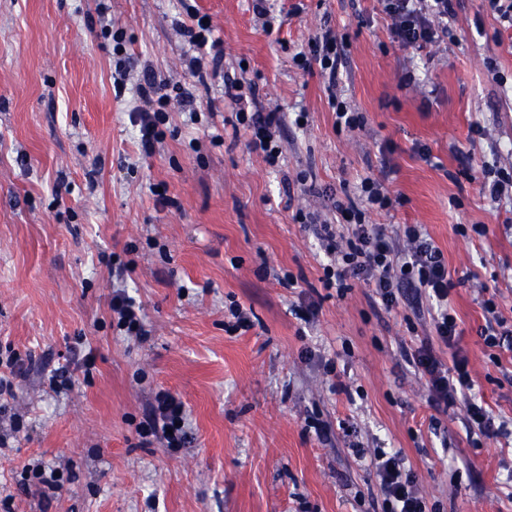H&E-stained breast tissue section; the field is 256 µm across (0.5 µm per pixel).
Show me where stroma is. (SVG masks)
<instances>
[{"label": "stroma", "mask_w": 512, "mask_h": 512, "mask_svg": "<svg viewBox=\"0 0 512 512\" xmlns=\"http://www.w3.org/2000/svg\"><path fill=\"white\" fill-rule=\"evenodd\" d=\"M269 3L283 21L270 31L253 0H195L225 75H247L265 109L308 114L284 130L276 167L234 136L221 80L203 86L187 73L172 24L179 0L110 2L128 53L198 110L194 125L171 107L149 157L112 92L96 0H0V350L32 354L0 411V428L20 424L0 447V512H371L378 488L369 458L349 449L350 424L363 447L401 451L440 512H512V443L468 434L462 409L435 412L401 355L429 337L428 319L375 309L361 284L338 299L323 286L326 256L292 219L323 203L298 174L353 190L391 166L404 202L371 221L421 225L442 250L455 349L476 398L512 419V382L477 333L481 288L512 321V202L481 192L483 165L512 164V29L487 0H457L447 42L416 54L392 42L380 0ZM327 27L344 41L340 86L365 130L337 133L318 71L293 64ZM476 122L484 137L471 136ZM417 141L431 161L413 152ZM158 188L176 207L157 204ZM462 224L488 233L461 235ZM130 244L144 341L120 335L100 261ZM302 291L320 302L310 326L292 312ZM234 303L249 330H229ZM79 340L96 355L91 377L53 391L47 374ZM339 382L347 393L333 391ZM162 390L185 404V447L140 433ZM311 414L329 440L306 427ZM37 460L62 476L46 497L22 481Z\"/></svg>", "instance_id": "35a3bbf8"}]
</instances>
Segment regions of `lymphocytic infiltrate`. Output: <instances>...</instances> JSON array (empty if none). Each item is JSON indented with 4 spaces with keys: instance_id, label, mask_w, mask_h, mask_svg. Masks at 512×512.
Wrapping results in <instances>:
<instances>
[{
    "instance_id": "f902f5d3",
    "label": "lymphocytic infiltrate",
    "mask_w": 512,
    "mask_h": 512,
    "mask_svg": "<svg viewBox=\"0 0 512 512\" xmlns=\"http://www.w3.org/2000/svg\"><path fill=\"white\" fill-rule=\"evenodd\" d=\"M382 6L391 20L392 41L417 53L447 38L448 20L455 15L454 0H382ZM175 25L190 49L185 63L192 77L204 83L220 76L223 54L212 38V26L204 22L188 0ZM111 37L112 86L116 98L124 97L133 68L141 70L128 117L137 130L142 155L149 156L164 135L171 104L189 107V120L193 123L198 120V112L192 109V99L181 86L164 81L150 66H138L126 50L122 31H112ZM293 62L305 71L319 69L336 115L337 130L352 132L364 127V114L353 111L336 94L342 57L335 31L325 29L314 39L309 52L295 54ZM242 88L243 83L238 79L224 81V99L236 109L233 130L247 135L249 147L261 152L269 166H278L282 150L274 134L285 125L287 115L256 109L253 97L245 95ZM359 199V204L354 205L333 198L332 214L328 217L301 210L294 216L320 242L328 258L324 268L325 287L335 289L337 297L342 298L349 290L350 281H358L369 289L373 302L387 312L411 299L424 305L433 336L421 340L415 348L403 349L402 354L415 375L424 381L432 407L442 411L464 407L470 430L490 439L512 437L506 420L497 418L472 399L474 381L468 360L453 350L459 330L457 319L448 308L452 284L442 251L419 225L407 224L394 230L386 224L367 222L366 217L372 211L393 206L385 180L364 178ZM108 264L112 280L117 284L111 300L116 325L123 335L144 338L148 331L142 308L123 287L133 264L116 254L109 257ZM482 306L485 323L480 336L490 351V362L498 367L503 353H512V326L498 312L494 299L483 300ZM440 344L451 348L450 360H443L437 352ZM183 424V402L171 392H158L144 426L145 433L165 441L168 447L178 448L185 440ZM372 465L378 482L380 512H436V504L430 503L422 493L416 473L404 467L400 453L375 449Z\"/></svg>"
}]
</instances>
